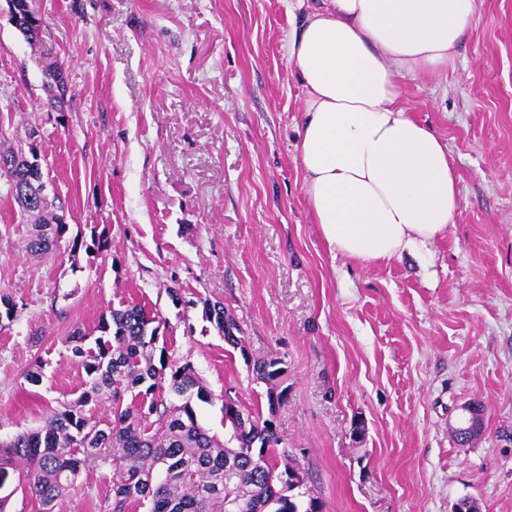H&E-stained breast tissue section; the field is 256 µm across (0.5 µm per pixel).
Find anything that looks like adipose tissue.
<instances>
[{"mask_svg": "<svg viewBox=\"0 0 512 512\" xmlns=\"http://www.w3.org/2000/svg\"><path fill=\"white\" fill-rule=\"evenodd\" d=\"M477 0H325L291 36L305 89L302 191L331 252L361 263L428 258L458 178L446 146L400 106L399 79L447 70Z\"/></svg>", "mask_w": 512, "mask_h": 512, "instance_id": "1", "label": "adipose tissue"}]
</instances>
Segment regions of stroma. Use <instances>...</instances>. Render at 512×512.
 <instances>
[{"label":"stroma","instance_id":"1","mask_svg":"<svg viewBox=\"0 0 512 512\" xmlns=\"http://www.w3.org/2000/svg\"><path fill=\"white\" fill-rule=\"evenodd\" d=\"M478 2L454 65L400 80L459 176L427 269L353 262L313 224L290 0H37L34 45L0 13V147L36 143L48 210L69 226L59 251L28 257L0 179V296L17 306L0 320V437L82 391L73 327L137 304L203 379L213 401L198 419L219 440L224 391L267 410L248 363L282 360L276 433L321 512H457L465 498L512 512V0ZM54 61L60 112L42 74ZM205 298L244 350L203 318ZM471 402L484 430L462 447ZM111 495V465L86 468L55 512H99ZM45 85L50 89L56 88L61 96L57 101L60 103L59 110L62 111V100L66 91L65 69L62 63L52 62L43 67L42 70ZM203 304V316L210 322L219 336L224 338V341L233 347V349L244 350L242 336H237L241 333L236 321L224 312V307L221 303H212L205 299L201 301Z\"/></svg>","mask_w":512,"mask_h":512}]
</instances>
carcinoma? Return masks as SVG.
Wrapping results in <instances>:
<instances>
[{
  "instance_id": "carcinoma-1",
  "label": "carcinoma",
  "mask_w": 512,
  "mask_h": 512,
  "mask_svg": "<svg viewBox=\"0 0 512 512\" xmlns=\"http://www.w3.org/2000/svg\"><path fill=\"white\" fill-rule=\"evenodd\" d=\"M17 12H33L19 34L36 43L43 20L35 0H15ZM45 85L66 91L63 64L52 62L42 70ZM32 174L16 164V181L7 195L33 224L23 250L39 257L60 249L68 225L47 211V204L27 187ZM203 316L231 347L245 352L241 329L221 303L205 299ZM156 317L138 305L109 309L97 326L75 328L68 338L71 353L84 369L85 389L53 411L44 423L0 441V474L18 477L19 488L34 498L39 512H54L59 500L76 486L81 470L90 465H112V501L100 512H126L130 504L148 506V512H320L316 498L303 501L304 477L291 465L276 472L274 457L281 444L273 421L259 412L236 405L237 430L220 442L199 422L193 402L207 403L211 394L193 366L179 363L156 341ZM268 358L252 365L256 379L269 385V407L279 376L265 371ZM168 390L176 400L159 395ZM130 403H124L127 393ZM110 404L111 426L97 428L86 407ZM232 463L234 476L224 480V466Z\"/></svg>"
}]
</instances>
